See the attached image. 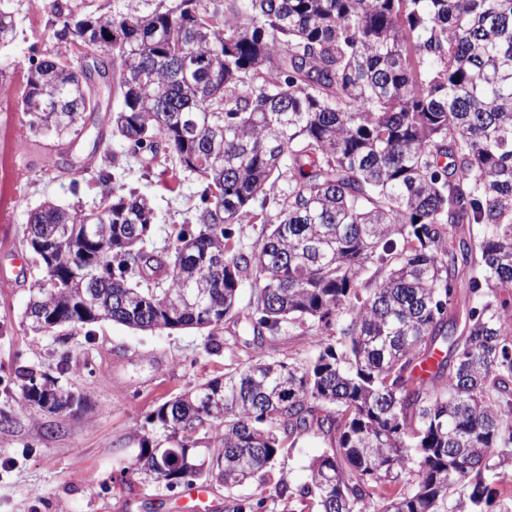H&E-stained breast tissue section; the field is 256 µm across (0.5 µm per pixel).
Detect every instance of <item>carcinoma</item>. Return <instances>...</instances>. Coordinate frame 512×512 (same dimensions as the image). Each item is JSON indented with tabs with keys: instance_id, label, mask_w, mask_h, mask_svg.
Listing matches in <instances>:
<instances>
[{
	"instance_id": "cac0c4a2",
	"label": "carcinoma",
	"mask_w": 512,
	"mask_h": 512,
	"mask_svg": "<svg viewBox=\"0 0 512 512\" xmlns=\"http://www.w3.org/2000/svg\"><path fill=\"white\" fill-rule=\"evenodd\" d=\"M92 2L30 0L84 66L29 68V128L79 136L102 84L122 100L112 134L203 188L171 247L152 244L150 201L107 170L102 206L29 210L43 271L31 329H198L217 355L242 318L258 349L291 327L312 350L168 400L129 471L234 486L314 434L326 447L310 481L279 496L320 512H489V474L512 464V0H127L112 15ZM15 34L0 8V46ZM237 224L261 225L260 242H235ZM32 377L25 405L65 413V389Z\"/></svg>"
}]
</instances>
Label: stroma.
<instances>
[{"mask_svg": "<svg viewBox=\"0 0 512 512\" xmlns=\"http://www.w3.org/2000/svg\"><path fill=\"white\" fill-rule=\"evenodd\" d=\"M14 13V41L0 47V512H182L183 487L173 489L124 472L135 455L146 418L175 395L223 375L253 357L245 323L225 324L223 351L212 354L204 335L193 329L144 332L112 321L35 334L25 322L31 284L41 277L24 241L27 213L44 200L92 209L102 201L92 176L105 155L122 166L125 189L149 197L156 212L152 239L171 242L181 224L193 223L202 186L189 175L180 187L165 184V159L132 155L112 135L108 111L98 113L107 136V152L92 149L94 131L81 134L68 151L75 168L58 176L46 170L44 158L56 152V140L34 133L20 110L32 63L68 51L56 36L48 12L29 10L28 0H5ZM57 378L59 385L80 393L85 412L50 415L22 403L21 370ZM325 441L309 436L279 458L265 481L232 489L212 483L213 512H225L233 498H265L266 512H317L314 500L293 504L276 487L303 485L308 466Z\"/></svg>", "mask_w": 512, "mask_h": 512, "instance_id": "35a3bbf8", "label": "stroma"}]
</instances>
